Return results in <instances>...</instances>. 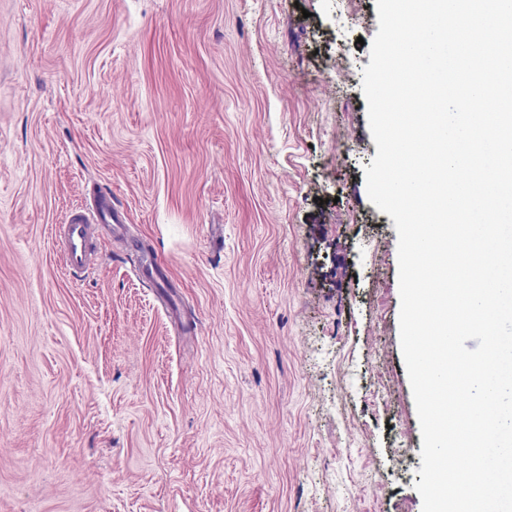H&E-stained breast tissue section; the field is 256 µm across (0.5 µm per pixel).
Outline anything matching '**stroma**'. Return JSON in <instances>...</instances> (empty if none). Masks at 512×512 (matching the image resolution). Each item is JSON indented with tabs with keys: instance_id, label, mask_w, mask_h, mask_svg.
Wrapping results in <instances>:
<instances>
[{
	"instance_id": "obj_1",
	"label": "stroma",
	"mask_w": 512,
	"mask_h": 512,
	"mask_svg": "<svg viewBox=\"0 0 512 512\" xmlns=\"http://www.w3.org/2000/svg\"><path fill=\"white\" fill-rule=\"evenodd\" d=\"M375 0H0V512H422ZM127 210L71 277L54 228Z\"/></svg>"
}]
</instances>
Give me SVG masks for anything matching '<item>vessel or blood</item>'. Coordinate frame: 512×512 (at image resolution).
Listing matches in <instances>:
<instances>
[{"label":"vessel or blood","mask_w":512,"mask_h":512,"mask_svg":"<svg viewBox=\"0 0 512 512\" xmlns=\"http://www.w3.org/2000/svg\"><path fill=\"white\" fill-rule=\"evenodd\" d=\"M128 222V215L124 210L103 198L95 200L90 208L72 213L66 224L59 228V258L65 270L74 277L91 271L88 240L93 225L110 226V240L120 250L126 243L123 228Z\"/></svg>","instance_id":"obj_1"}]
</instances>
